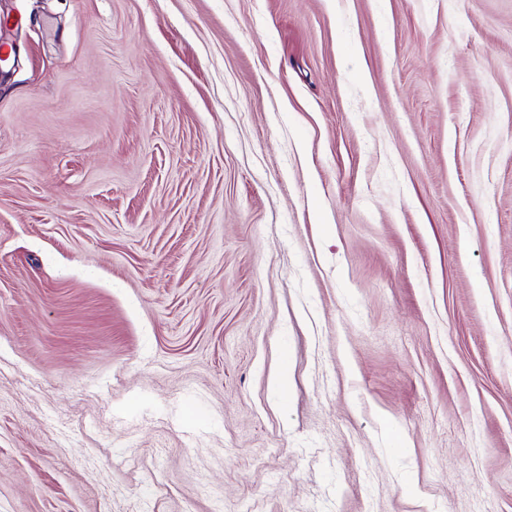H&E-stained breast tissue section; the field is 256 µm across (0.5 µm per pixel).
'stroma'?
<instances>
[{"instance_id": "35a3bbf8", "label": "stroma", "mask_w": 512, "mask_h": 512, "mask_svg": "<svg viewBox=\"0 0 512 512\" xmlns=\"http://www.w3.org/2000/svg\"><path fill=\"white\" fill-rule=\"evenodd\" d=\"M0 49V512H512V0Z\"/></svg>"}]
</instances>
